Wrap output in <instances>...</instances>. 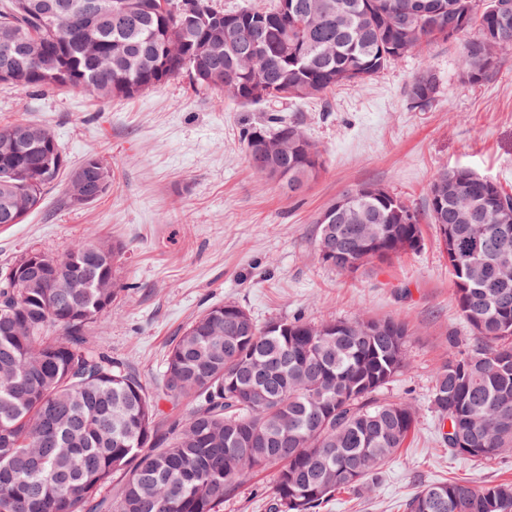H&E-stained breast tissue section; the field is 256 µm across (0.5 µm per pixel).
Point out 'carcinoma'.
Masks as SVG:
<instances>
[{"label":"carcinoma","mask_w":512,"mask_h":512,"mask_svg":"<svg viewBox=\"0 0 512 512\" xmlns=\"http://www.w3.org/2000/svg\"><path fill=\"white\" fill-rule=\"evenodd\" d=\"M98 0H0V83L76 88L92 99L131 98L181 74L219 99L302 102L359 87L425 46L460 42L462 77L479 83L512 49V0H275L224 11L208 0H130L116 21L88 23ZM84 41L95 59L74 51ZM26 42L48 58L5 62ZM439 92L424 69L406 95L425 109ZM41 132L18 153L10 132ZM0 126V224L37 210L65 168L61 145L39 123ZM254 168L291 196L306 191L323 157L298 121L271 114L245 136ZM362 184L317 216L323 263L352 275L385 248L423 246L420 213ZM29 204L22 215L10 196ZM512 193L467 167L438 171L425 215L439 229L459 312L480 346L439 366L427 408L442 442L475 461L512 455ZM43 255V281L87 288H22L0 278V512H219L251 473L278 467L274 512H320L336 492L369 486L418 425L420 410L378 393L406 367L412 336L394 317L321 323L301 317L258 324L235 301L189 322L168 349L161 391L90 347L88 330L123 289V247L81 241ZM194 406L165 424L160 401ZM404 512H512V483L422 486Z\"/></svg>","instance_id":"1"}]
</instances>
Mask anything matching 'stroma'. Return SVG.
Masks as SVG:
<instances>
[{
	"label": "stroma",
	"mask_w": 512,
	"mask_h": 512,
	"mask_svg": "<svg viewBox=\"0 0 512 512\" xmlns=\"http://www.w3.org/2000/svg\"><path fill=\"white\" fill-rule=\"evenodd\" d=\"M458 53L457 44L440 42L363 87L269 108L216 104L184 75L109 102L68 88L0 84V124L42 123L69 167L97 156L112 170V189L97 202L69 206L58 186L23 223L0 226V266L31 248L60 257L80 240L122 245L121 276L131 288L91 340L152 390L176 336L228 299L260 323L397 317L413 335L405 369L382 395L423 408V417L373 487L338 492L321 512H402L424 484L512 481L510 456L478 463L448 452L426 409L436 368L473 345L435 225H424L420 252L354 276L323 264L315 242L318 214L361 184L421 209L436 171L465 165L512 192V50L477 85L463 80ZM426 67L438 74L440 92L420 110L405 89ZM269 111L298 119L323 155V171L302 195L288 196L250 168L245 135ZM273 478L270 470L247 478L220 512H272Z\"/></svg>",
	"instance_id": "35a3bbf8"
}]
</instances>
